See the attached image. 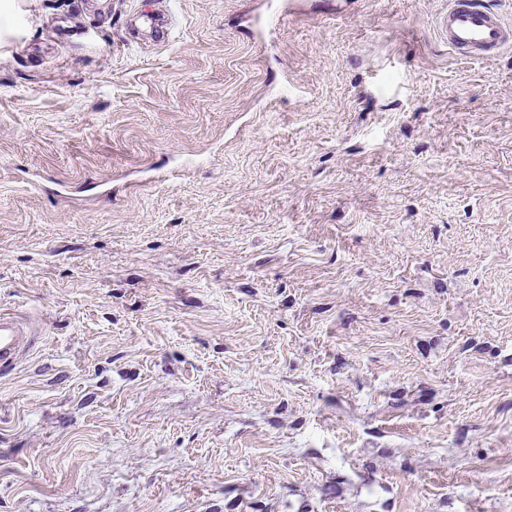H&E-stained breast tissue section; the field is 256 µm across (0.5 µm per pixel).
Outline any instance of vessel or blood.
Returning a JSON list of instances; mask_svg holds the SVG:
<instances>
[{
    "label": "vessel or blood",
    "mask_w": 512,
    "mask_h": 512,
    "mask_svg": "<svg viewBox=\"0 0 512 512\" xmlns=\"http://www.w3.org/2000/svg\"><path fill=\"white\" fill-rule=\"evenodd\" d=\"M440 39L460 57L479 60L512 45V26L484 0H448L436 20ZM33 344L29 327L19 317L0 314V370L13 367Z\"/></svg>",
    "instance_id": "vessel-or-blood-1"
}]
</instances>
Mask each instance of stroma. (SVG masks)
Listing matches in <instances>:
<instances>
[{
	"instance_id": "obj_1",
	"label": "stroma",
	"mask_w": 512,
	"mask_h": 512,
	"mask_svg": "<svg viewBox=\"0 0 512 512\" xmlns=\"http://www.w3.org/2000/svg\"><path fill=\"white\" fill-rule=\"evenodd\" d=\"M447 6L32 0L0 512H512V48ZM440 39L458 56L484 59L512 43V28L502 14L480 0H448V9L436 20ZM33 341L31 330L19 317L0 314V370L13 367Z\"/></svg>"
}]
</instances>
